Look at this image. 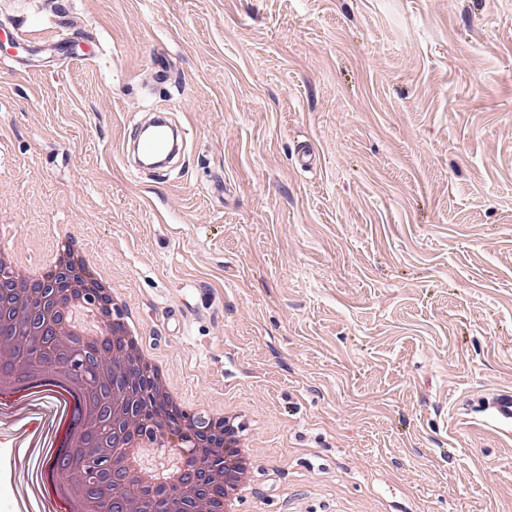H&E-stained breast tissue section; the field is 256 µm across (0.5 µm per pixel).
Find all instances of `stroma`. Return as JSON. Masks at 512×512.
<instances>
[{
    "instance_id": "stroma-1",
    "label": "stroma",
    "mask_w": 512,
    "mask_h": 512,
    "mask_svg": "<svg viewBox=\"0 0 512 512\" xmlns=\"http://www.w3.org/2000/svg\"><path fill=\"white\" fill-rule=\"evenodd\" d=\"M13 28L73 55L0 43V219L92 241L185 391L252 410L244 512H512L469 410L512 392V0H0ZM163 108L187 151L133 174ZM50 423L0 416L10 512Z\"/></svg>"
}]
</instances>
